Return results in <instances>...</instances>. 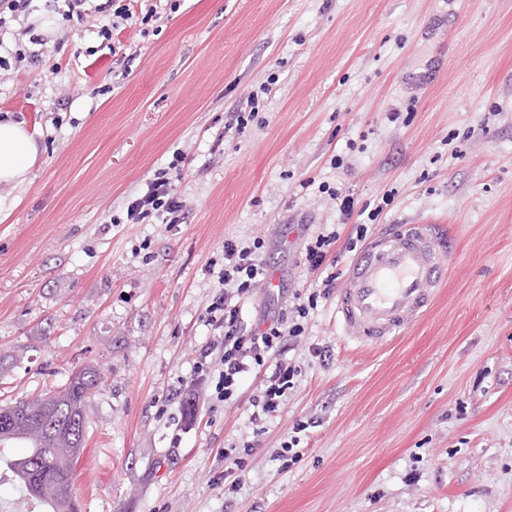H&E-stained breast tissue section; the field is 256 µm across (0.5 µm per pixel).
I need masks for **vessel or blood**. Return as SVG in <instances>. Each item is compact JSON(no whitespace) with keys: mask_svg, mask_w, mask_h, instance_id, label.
Listing matches in <instances>:
<instances>
[{"mask_svg":"<svg viewBox=\"0 0 512 512\" xmlns=\"http://www.w3.org/2000/svg\"><path fill=\"white\" fill-rule=\"evenodd\" d=\"M450 250L435 225L398 224L349 266L336 299L342 332L363 344L399 336L434 302Z\"/></svg>","mask_w":512,"mask_h":512,"instance_id":"b4317fda","label":"vessel or blood"}]
</instances>
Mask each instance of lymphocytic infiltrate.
<instances>
[{
	"label": "lymphocytic infiltrate",
	"mask_w": 512,
	"mask_h": 512,
	"mask_svg": "<svg viewBox=\"0 0 512 512\" xmlns=\"http://www.w3.org/2000/svg\"><path fill=\"white\" fill-rule=\"evenodd\" d=\"M185 204L165 173H158L147 192L131 201L127 217L139 224L156 218L165 224L184 219ZM266 243L254 238L243 245L224 242V266L216 274L218 293L207 309L206 322L219 332L218 345L201 348L195 364V378L212 384L217 401L230 400L253 369L264 371L263 386L252 401L251 420L260 423L280 411L288 389L293 386L297 369L281 355L290 341L301 336V319L317 304L319 294L295 295L292 306H285L247 324L243 300L267 276Z\"/></svg>",
	"instance_id": "f902f5d3"
}]
</instances>
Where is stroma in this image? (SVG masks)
<instances>
[{"label": "stroma", "mask_w": 512, "mask_h": 512, "mask_svg": "<svg viewBox=\"0 0 512 512\" xmlns=\"http://www.w3.org/2000/svg\"><path fill=\"white\" fill-rule=\"evenodd\" d=\"M132 11L108 40L99 14L68 21L52 0L0 27L14 53L0 115L39 148L23 183H0V406L100 372L72 475L81 512H512V0ZM163 168L184 223H131L129 203ZM342 195L355 213L380 206L372 236L447 226L431 308L363 346L343 335L335 297L319 299L286 354L295 384L261 426V375L226 402L202 383L186 398L215 339L207 267L225 240L266 241L273 281L245 303L255 317L315 287L300 225H337L344 276L356 220ZM294 435L284 470L276 454ZM246 442L227 491L224 450Z\"/></svg>", "instance_id": "1"}]
</instances>
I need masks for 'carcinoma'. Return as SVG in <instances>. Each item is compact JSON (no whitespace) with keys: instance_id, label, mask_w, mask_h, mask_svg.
Wrapping results in <instances>:
<instances>
[{"instance_id":"cac0c4a2","label":"carcinoma","mask_w":512,"mask_h":512,"mask_svg":"<svg viewBox=\"0 0 512 512\" xmlns=\"http://www.w3.org/2000/svg\"><path fill=\"white\" fill-rule=\"evenodd\" d=\"M100 379V373L89 367L83 370V381L72 380L53 394L48 418L68 431L65 438L56 437L55 427L34 432L24 423L0 426V469L23 497L39 502L45 512H72L70 500L52 495L49 487L56 482L71 486L74 463L86 442L87 430L82 428L86 400Z\"/></svg>"}]
</instances>
